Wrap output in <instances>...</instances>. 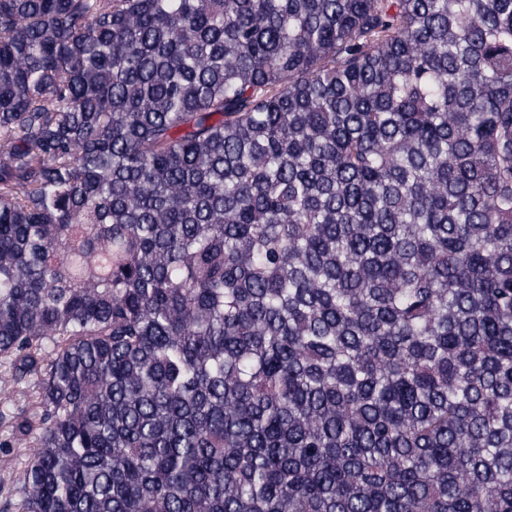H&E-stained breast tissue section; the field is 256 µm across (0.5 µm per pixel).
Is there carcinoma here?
<instances>
[{
	"label": "carcinoma",
	"instance_id": "obj_1",
	"mask_svg": "<svg viewBox=\"0 0 512 512\" xmlns=\"http://www.w3.org/2000/svg\"><path fill=\"white\" fill-rule=\"evenodd\" d=\"M22 512H512V0H0Z\"/></svg>",
	"mask_w": 512,
	"mask_h": 512
}]
</instances>
